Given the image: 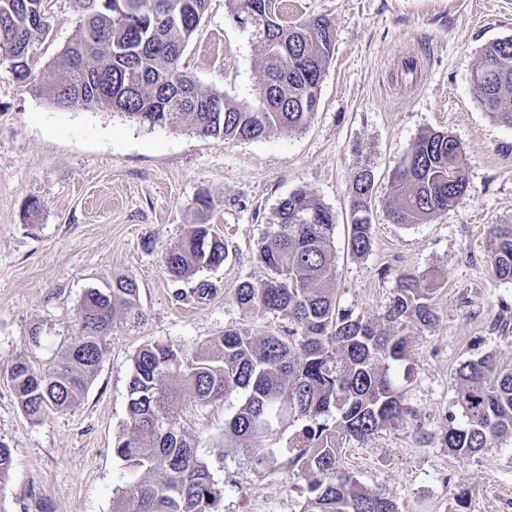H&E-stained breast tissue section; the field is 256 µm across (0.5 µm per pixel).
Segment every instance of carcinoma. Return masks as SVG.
I'll list each match as a JSON object with an SVG mask.
<instances>
[{"instance_id":"cac0c4a2","label":"carcinoma","mask_w":512,"mask_h":512,"mask_svg":"<svg viewBox=\"0 0 512 512\" xmlns=\"http://www.w3.org/2000/svg\"><path fill=\"white\" fill-rule=\"evenodd\" d=\"M83 36L55 61L61 80L32 81L28 49L49 29L44 0H0V58L12 65L33 95L67 103L61 88L78 93L76 107L119 112L132 121L165 126L188 123L202 137L258 140L307 128L332 58L334 33L322 18L284 21L277 0H229L232 19L258 47L270 85L239 103L205 90L181 66L209 0H72ZM483 60L498 69L490 81L473 80L481 107L512 126V38L489 43ZM396 224H422L448 209L468 188L463 151L444 131L420 136L389 178ZM375 175L366 167L351 187L348 246L362 257L372 245L369 217ZM277 233L259 250L267 270L243 281L236 302L288 318L283 334L232 327L199 345L152 342L132 358L128 383L130 427L113 448L131 475L116 490L113 512H217L223 490L199 441L183 422V400L201 408L224 404V444L242 448L258 471L287 470L305 481L300 512H397L341 466L342 445L364 442L409 414L397 368L405 358L410 323L433 320L432 278L403 276L382 316L362 319L336 299L332 256L334 217L299 190L279 205ZM487 258L494 276L512 282V222L494 224ZM228 258L224 237L210 224H190L163 259L166 275L182 281ZM143 317L135 281L120 278L107 291L89 289L79 306V336L42 369L24 359L9 380L21 409L38 421L66 412L87 393L109 353L117 318ZM458 391L444 441L458 456L496 446L512 434V371L492 355L470 359L457 371ZM288 432L279 447L266 444ZM13 467L12 449L0 443V496Z\"/></svg>"}]
</instances>
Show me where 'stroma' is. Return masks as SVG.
<instances>
[{
    "label": "stroma",
    "instance_id": "35a3bbf8",
    "mask_svg": "<svg viewBox=\"0 0 512 512\" xmlns=\"http://www.w3.org/2000/svg\"><path fill=\"white\" fill-rule=\"evenodd\" d=\"M283 2L289 21L326 18L335 37L319 108L300 132L224 141L181 122L150 129L104 110H60L0 61V442L14 458L0 512H112L128 479L113 448L129 429L127 388L143 344L287 329L281 314L242 308L235 291L265 278L257 246L299 189L336 217V297L354 316H381L401 275L436 279L434 320L406 329L399 374L410 419L346 443L342 466L398 512H512V437L465 457L444 444L461 364L490 353L512 371V328L497 327L512 321V283L493 275L486 253L489 228L512 220V127L484 111L472 83L485 45L512 37V0ZM46 9L50 33L29 50L31 77L45 86L61 76L56 56L82 35L70 0H47ZM409 57L418 65L411 77L401 71ZM182 61L204 89L242 103L264 78L226 0H210ZM433 129L460 143L468 190L426 223H393L390 172ZM365 165L375 174L373 244L358 258L347 246L349 192ZM198 222L223 236L230 255L219 269L171 281L163 257ZM119 277L137 282L143 320L114 321L110 352L80 404L30 421L11 365L57 360L77 335L84 292ZM201 281L211 288L204 297ZM184 420L224 489L222 512H299L304 480L256 471L241 449L225 447L223 408L189 402Z\"/></svg>",
    "mask_w": 512,
    "mask_h": 512
}]
</instances>
